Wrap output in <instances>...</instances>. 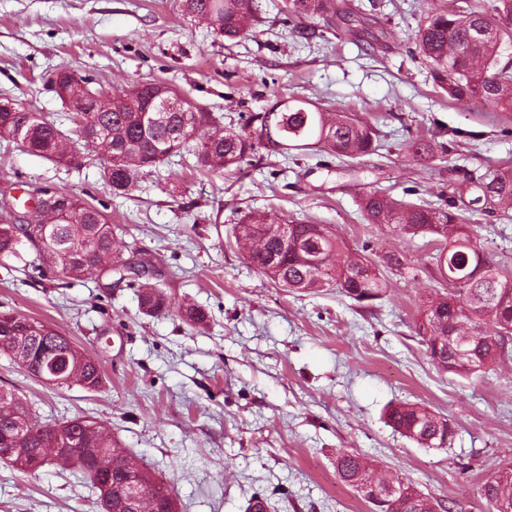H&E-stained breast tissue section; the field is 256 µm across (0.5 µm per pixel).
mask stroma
Segmentation results:
<instances>
[{"instance_id": "obj_1", "label": "stroma", "mask_w": 512, "mask_h": 512, "mask_svg": "<svg viewBox=\"0 0 512 512\" xmlns=\"http://www.w3.org/2000/svg\"><path fill=\"white\" fill-rule=\"evenodd\" d=\"M360 38L298 18L283 0H261L253 34L233 45L180 0H0V93L69 129L50 87L67 66L105 92L165 82L207 109L228 130H259L254 115L295 97L327 111L356 114L378 130L382 149L357 159L325 152L282 157L259 151L239 173L205 175L179 160L112 195L102 159L77 144L56 163L0 139V194L30 185L103 203L117 241L157 272L173 310L144 315L134 289L105 287L22 262L0 261V310L55 326L100 361L99 391L41 382L0 354V386L14 389L35 420L88 417L162 472L178 512H245L253 496L270 512H369L333 461L354 451L405 473L451 512H487L477 486L512 463V362L465 379L437 370L415 332L418 301L437 283L429 238L365 223L362 192L444 206L448 170L474 175L512 165V113L448 100L417 52L414 33L428 10L449 0H350ZM432 141L429 160L409 155L412 138ZM325 224L353 252L396 251L416 275H389L375 306L361 308L333 288L293 292L250 265L231 229L243 212ZM488 256L512 272V221L472 218ZM206 315L193 327L177 313ZM394 400L448 416L458 435L447 448H423L382 420ZM0 512H100L74 469L49 464L29 475L0 464Z\"/></svg>"}]
</instances>
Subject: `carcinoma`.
Wrapping results in <instances>:
<instances>
[{
    "label": "carcinoma",
    "instance_id": "carcinoma-1",
    "mask_svg": "<svg viewBox=\"0 0 512 512\" xmlns=\"http://www.w3.org/2000/svg\"><path fill=\"white\" fill-rule=\"evenodd\" d=\"M186 17L203 18L216 36L227 41L253 32L260 11L259 0H181ZM289 14L300 18L337 17L351 22L354 12L347 0H285ZM416 49L431 66L434 83L448 99L461 106L494 104L512 112V0H497L490 11L476 0H454L453 8L427 13L415 34ZM59 99L74 109L73 129L66 134L36 112H9V124L0 126V138L15 140L32 153L61 162L70 158L72 137H94L106 163L102 179L114 194L131 188L145 171L173 157L192 153L195 166L209 172L231 171L259 149L274 153L319 148L338 158H356L380 147L374 127L347 112H326L307 100L288 99L257 119L260 133L225 131L212 113L185 100L189 111L173 113L167 122L143 111L147 100L167 97L164 83L130 84L112 92V111L95 109V92L86 79L66 80ZM408 154L430 158L433 145L422 138L406 144ZM448 207L399 202L384 189L371 188L359 200L369 224H385L412 237L431 234L442 245L431 256V275L442 288L422 302L417 335L431 363L444 373L469 377L499 362L512 361V274L502 271L487 255L481 239L470 228L477 212L508 216L512 207V166L490 169L474 177ZM34 193L63 194L76 201L66 216L43 214L36 223L15 224L0 200V258H14L41 271L55 268L71 280L99 272L116 273L138 286L139 307L156 316L169 307L167 297L150 278L128 277L129 259L114 241L109 219L98 218L101 209L78 195L50 186H35ZM236 245L248 261L281 286L308 291L334 286L361 306H370L388 288L386 273L415 270L407 256L391 252L376 261L343 247L324 224L277 222L259 211H249L233 227ZM34 257L27 260L23 248ZM0 353L32 375L46 370L56 359L69 357L70 367L60 386L76 384L93 392L101 388L102 365L77 350L54 327L34 318L0 311ZM384 420L395 432L423 448H443L456 435L445 416L414 403L397 401L385 409ZM47 448H71L70 467L83 474L98 494L102 512H110L108 484L120 483L126 472L137 469L142 493L155 498L157 512L173 500L171 487L161 472L145 467L139 459L116 446L112 435L88 418H75L41 426L30 409L10 391L0 390V462L34 473L32 461ZM336 475L370 504V512H429V497L402 475H387L376 463L354 452L336 456ZM398 493L386 505L387 481ZM488 512H512V466L498 469L477 488Z\"/></svg>",
    "mask_w": 512,
    "mask_h": 512
}]
</instances>
